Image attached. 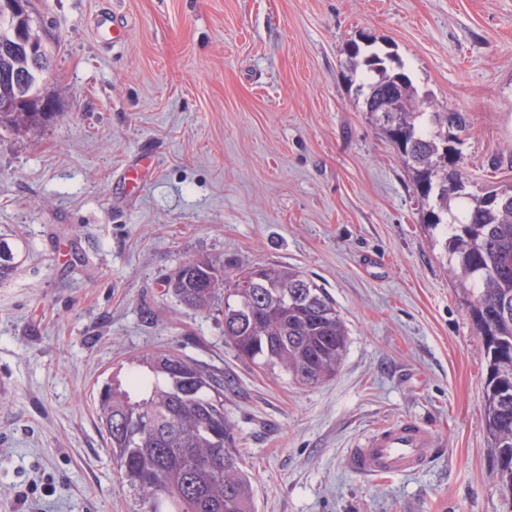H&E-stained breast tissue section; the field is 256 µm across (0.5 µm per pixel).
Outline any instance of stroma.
Masks as SVG:
<instances>
[{"label":"stroma","mask_w":512,"mask_h":512,"mask_svg":"<svg viewBox=\"0 0 512 512\" xmlns=\"http://www.w3.org/2000/svg\"><path fill=\"white\" fill-rule=\"evenodd\" d=\"M112 11L121 42L95 18ZM56 115L0 129V512H136L97 414L133 357L223 369L256 512H512L484 431V344L398 152L344 78L351 43L403 65L429 111L468 113L470 183H512V0H35ZM297 268L348 327L335 378L240 360L221 315L165 279L197 255ZM423 470L351 469L394 420Z\"/></svg>","instance_id":"1"}]
</instances>
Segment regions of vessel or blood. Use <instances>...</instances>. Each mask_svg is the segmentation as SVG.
Here are the masks:
<instances>
[{
	"label": "vessel or blood",
	"instance_id": "b4317fda",
	"mask_svg": "<svg viewBox=\"0 0 512 512\" xmlns=\"http://www.w3.org/2000/svg\"><path fill=\"white\" fill-rule=\"evenodd\" d=\"M429 426L405 417L377 429L351 448L352 469L372 476L395 475L422 469L435 452Z\"/></svg>",
	"mask_w": 512,
	"mask_h": 512
}]
</instances>
